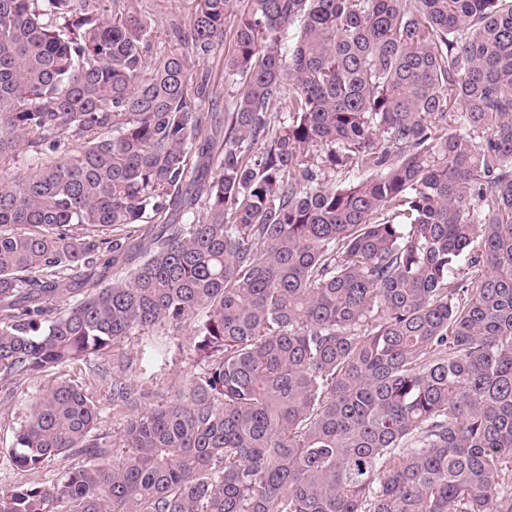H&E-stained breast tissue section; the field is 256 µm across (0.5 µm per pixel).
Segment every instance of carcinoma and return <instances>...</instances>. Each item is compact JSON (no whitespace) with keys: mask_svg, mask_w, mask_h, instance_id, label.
<instances>
[{"mask_svg":"<svg viewBox=\"0 0 512 512\" xmlns=\"http://www.w3.org/2000/svg\"><path fill=\"white\" fill-rule=\"evenodd\" d=\"M229 24L220 117L187 72ZM167 36L0 0V377L187 320L198 368L143 412L112 386L113 462L93 392L47 386L10 460L85 461L0 512H512V0H198ZM150 223L133 266L97 237Z\"/></svg>","mask_w":512,"mask_h":512,"instance_id":"obj_1","label":"carcinoma"}]
</instances>
